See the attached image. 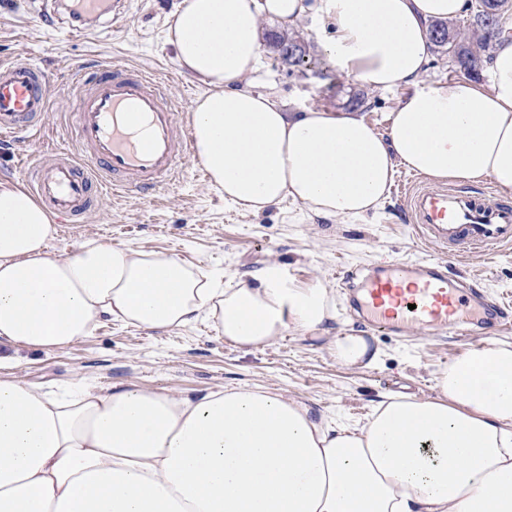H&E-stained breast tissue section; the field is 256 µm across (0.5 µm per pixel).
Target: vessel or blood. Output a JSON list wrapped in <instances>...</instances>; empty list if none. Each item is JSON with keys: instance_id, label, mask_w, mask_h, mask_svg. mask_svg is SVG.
Here are the masks:
<instances>
[{"instance_id": "b4317fda", "label": "vessel or blood", "mask_w": 512, "mask_h": 512, "mask_svg": "<svg viewBox=\"0 0 512 512\" xmlns=\"http://www.w3.org/2000/svg\"><path fill=\"white\" fill-rule=\"evenodd\" d=\"M131 0H74L75 34L124 21ZM47 71L28 61L0 65V135L33 137L48 112ZM75 147L37 157L25 167L32 192L62 224H79L99 208L104 188L149 194L167 184L193 149L191 125L178 112L165 81L140 68L102 61L83 79L74 114ZM405 213L434 254L418 260L385 258L368 270L343 268L348 303L373 332L437 336L482 334L506 317L502 304L456 277L461 255H484L512 244V203L434 186L418 176L399 183Z\"/></svg>"}]
</instances>
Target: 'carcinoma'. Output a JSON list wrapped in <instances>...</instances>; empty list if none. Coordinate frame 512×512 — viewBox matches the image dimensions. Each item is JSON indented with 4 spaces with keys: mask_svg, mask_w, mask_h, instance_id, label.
<instances>
[{
    "mask_svg": "<svg viewBox=\"0 0 512 512\" xmlns=\"http://www.w3.org/2000/svg\"><path fill=\"white\" fill-rule=\"evenodd\" d=\"M478 0H472L468 7L474 11L472 25L476 27L472 36L463 37L448 22L437 21L430 26V32L441 31L443 37L431 38L434 50L448 56L459 67L460 72L469 77L478 75L481 62L490 57L493 49V39L497 36L499 23L489 20L486 13L477 8ZM269 44L276 54H281L284 48L293 50L288 57V67H302L306 64V49L300 40L278 32L267 34Z\"/></svg>",
    "mask_w": 512,
    "mask_h": 512,
    "instance_id": "carcinoma-1",
    "label": "carcinoma"
}]
</instances>
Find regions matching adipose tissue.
Masks as SVG:
<instances>
[{"label":"adipose tissue","mask_w":512,"mask_h":512,"mask_svg":"<svg viewBox=\"0 0 512 512\" xmlns=\"http://www.w3.org/2000/svg\"><path fill=\"white\" fill-rule=\"evenodd\" d=\"M466 0H182L168 40L203 87L191 113L195 156L225 202L257 215L290 200L312 216L361 218L398 168L438 181L491 180L512 192V35L480 80L423 81L429 26ZM328 24L338 72L373 89L407 88L385 131L349 112H297L244 88L262 63L259 20ZM52 214L0 182V346L61 349L100 317L173 330L197 320L241 347L289 329L327 331L336 295L276 262L252 278L175 255L83 241L50 252ZM344 366H372L366 337L340 333ZM0 356V512H512V345L487 340L438 371L428 400L383 395L367 423L315 418L261 387L190 396L134 385L55 394Z\"/></svg>","instance_id":"adipose-tissue-1"}]
</instances>
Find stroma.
<instances>
[{
	"label": "stroma",
	"mask_w": 512,
	"mask_h": 512,
	"mask_svg": "<svg viewBox=\"0 0 512 512\" xmlns=\"http://www.w3.org/2000/svg\"><path fill=\"white\" fill-rule=\"evenodd\" d=\"M180 3L132 0L121 26L75 39L34 18L30 0H0V62L28 60L50 75L49 117L39 139L33 145L25 140L0 145V181L17 182L16 167L34 151L72 149L77 100L71 87L104 60L145 69L166 81L180 112L190 113L201 88L180 72L166 40ZM295 31L307 44L311 67L288 71L266 46L261 68L247 78V86L275 93L292 110H354L375 128L385 129L400 91L373 90L337 72L322 50L323 33L314 18L300 20ZM199 168L196 158L185 159L176 178L149 196L119 197L104 191L100 209L89 221L60 226L51 253L64 256L84 239L96 238L176 254L189 264L223 270L228 277H247L276 261L299 282L319 281L336 289L337 262L367 266L382 257L411 260L426 252L411 234L398 195H389L378 214L354 221L312 218L290 201L261 215L245 216L200 177ZM454 270L482 281L489 297L512 299V246L488 261L460 258ZM330 328V334L321 336L289 330L270 345L246 348L225 339L208 320L161 333L105 317L90 336L70 346L49 352L18 349L13 372L22 381L48 390L82 383L199 395L219 387L261 385L305 402L314 416L361 426L386 392L405 391L421 400L434 397L436 373L484 344L483 339L471 337L374 334L370 341L381 350L378 364L346 368L330 354V336L360 335L364 329L347 308L344 294L336 296V319Z\"/></svg>",
	"instance_id": "stroma-1"
}]
</instances>
